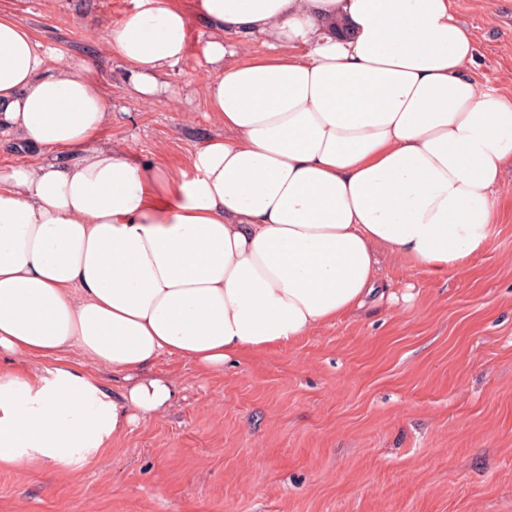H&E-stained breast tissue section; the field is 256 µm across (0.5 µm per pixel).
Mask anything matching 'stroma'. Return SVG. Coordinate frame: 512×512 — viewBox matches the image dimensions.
<instances>
[{
  "label": "stroma",
  "mask_w": 512,
  "mask_h": 512,
  "mask_svg": "<svg viewBox=\"0 0 512 512\" xmlns=\"http://www.w3.org/2000/svg\"><path fill=\"white\" fill-rule=\"evenodd\" d=\"M133 0H0L52 57L96 61L103 138L170 168L218 132L197 53L146 104L109 55ZM480 86L512 95V0H456ZM383 298L224 372L163 357L176 397L94 464L0 469V512H512V165L488 249L444 277L380 251Z\"/></svg>",
  "instance_id": "obj_1"
}]
</instances>
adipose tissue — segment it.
Here are the masks:
<instances>
[{
  "label": "adipose tissue",
  "mask_w": 512,
  "mask_h": 512,
  "mask_svg": "<svg viewBox=\"0 0 512 512\" xmlns=\"http://www.w3.org/2000/svg\"><path fill=\"white\" fill-rule=\"evenodd\" d=\"M106 44L144 100L196 50L224 132L184 169L112 147L93 61L48 70L0 13V135L34 154L0 168V466L81 471L171 405L160 358L296 343L364 306L378 249L463 268L512 163L454 0H134Z\"/></svg>",
  "instance_id": "ef3b65f1"
}]
</instances>
